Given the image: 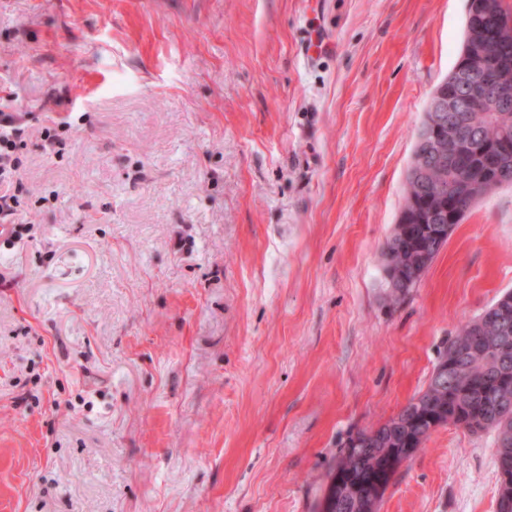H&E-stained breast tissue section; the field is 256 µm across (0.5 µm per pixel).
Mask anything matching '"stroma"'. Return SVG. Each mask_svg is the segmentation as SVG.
Instances as JSON below:
<instances>
[{
	"mask_svg": "<svg viewBox=\"0 0 512 512\" xmlns=\"http://www.w3.org/2000/svg\"><path fill=\"white\" fill-rule=\"evenodd\" d=\"M467 0H0L27 114L0 247V512H317L346 437L512 290V186L415 288L382 253ZM330 41L305 50L311 29ZM68 131L51 142L48 116ZM437 428L380 512H497Z\"/></svg>",
	"mask_w": 512,
	"mask_h": 512,
	"instance_id": "1",
	"label": "stroma"
}]
</instances>
